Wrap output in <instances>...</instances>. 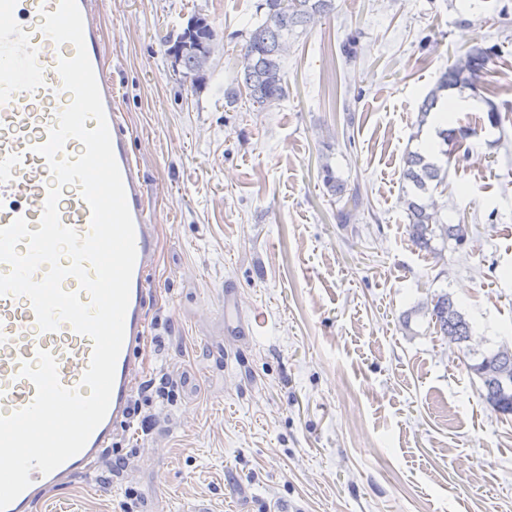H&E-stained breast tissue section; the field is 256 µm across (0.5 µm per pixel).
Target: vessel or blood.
<instances>
[{"instance_id":"b4317fda","label":"vessel or blood","mask_w":512,"mask_h":512,"mask_svg":"<svg viewBox=\"0 0 512 512\" xmlns=\"http://www.w3.org/2000/svg\"><path fill=\"white\" fill-rule=\"evenodd\" d=\"M59 0H0V227L25 218L37 230L47 190L53 176L44 157L34 151L44 143L59 114L71 103L57 72L60 59L72 57L71 44L54 43L41 29L42 11H55ZM84 19L85 46L100 88L121 170L129 210L135 225L137 258L125 339L119 355L110 406L103 422L85 448L50 474L34 470L31 485L6 512H35L47 495L87 477L112 446L114 431L128 418V406L138 373L137 351L148 334L147 299L150 272L158 259V236L148 217L145 180L130 148V133L113 106L114 87L105 76L100 55V2L77 0ZM62 224L80 235L90 231V210L78 186L63 187L58 203ZM92 341L68 324L45 332L37 325L31 302L23 296H0V414L29 405L36 389L21 375L23 364L35 362L38 351L50 352L57 361L61 384L81 386L92 356Z\"/></svg>"}]
</instances>
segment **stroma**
<instances>
[{
    "instance_id": "35a3bbf8",
    "label": "stroma",
    "mask_w": 512,
    "mask_h": 512,
    "mask_svg": "<svg viewBox=\"0 0 512 512\" xmlns=\"http://www.w3.org/2000/svg\"><path fill=\"white\" fill-rule=\"evenodd\" d=\"M258 2L103 0L102 62L159 235L139 378L166 375L176 401L149 435L118 429L110 483L94 468L36 512H123L129 487L138 512L202 496L214 512H512V416L469 369L512 349V0H334L288 39L287 97L228 107ZM195 16L218 31L199 80L168 55ZM475 46L487 74L449 93L475 135L446 146L419 108ZM426 147L448 169L442 220L468 226L433 254L400 202L404 157ZM326 167L358 195L351 223ZM229 286L259 335L227 331ZM442 293L468 347L415 312Z\"/></svg>"
}]
</instances>
